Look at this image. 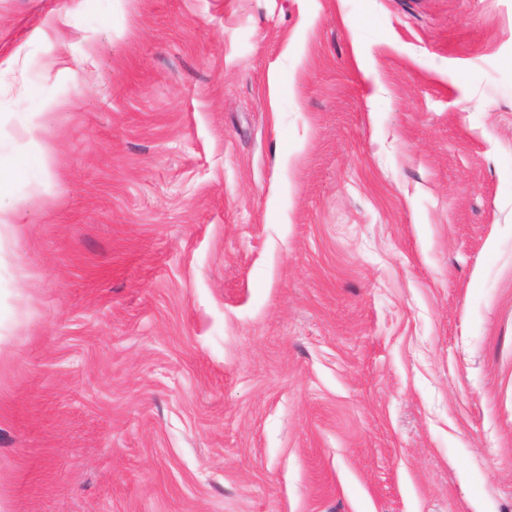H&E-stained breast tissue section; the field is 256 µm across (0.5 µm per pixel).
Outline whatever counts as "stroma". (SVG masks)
Segmentation results:
<instances>
[{"label":"stroma","instance_id":"stroma-1","mask_svg":"<svg viewBox=\"0 0 512 512\" xmlns=\"http://www.w3.org/2000/svg\"><path fill=\"white\" fill-rule=\"evenodd\" d=\"M0 512H512V0H0Z\"/></svg>","mask_w":512,"mask_h":512}]
</instances>
